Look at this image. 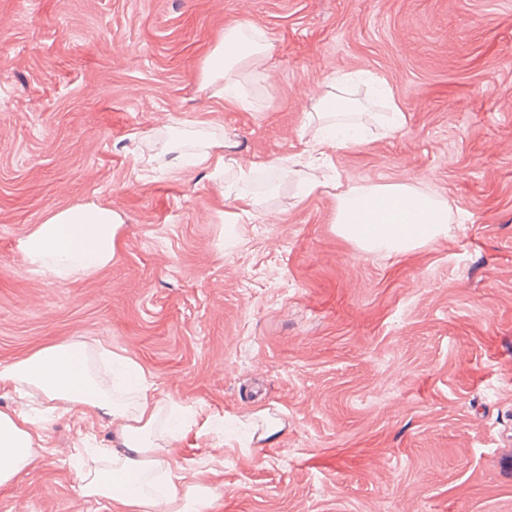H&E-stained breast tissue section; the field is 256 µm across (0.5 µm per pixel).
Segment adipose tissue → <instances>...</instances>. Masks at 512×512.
<instances>
[{
	"label": "adipose tissue",
	"mask_w": 512,
	"mask_h": 512,
	"mask_svg": "<svg viewBox=\"0 0 512 512\" xmlns=\"http://www.w3.org/2000/svg\"><path fill=\"white\" fill-rule=\"evenodd\" d=\"M251 28L245 22L226 29L202 71V87L230 103L239 97L243 75L265 71L269 61L267 38L248 37ZM188 165L221 171L222 143L195 133L193 151L175 153L170 161L174 169ZM337 199V224L365 250L404 252L446 233L450 222L447 206L404 184L342 190ZM121 224L112 208L79 202L50 213L20 241L19 249L30 272L58 282L87 278L111 264ZM98 355V347L84 343L51 345L0 366V387L38 404L109 420L110 466L79 467L81 495L112 501L120 512H211L212 488L180 474L171 438L157 431L161 406L143 370L108 353L120 372L113 384L105 385L96 371ZM41 443L26 415L0 410V485L30 463Z\"/></svg>",
	"instance_id": "1"
}]
</instances>
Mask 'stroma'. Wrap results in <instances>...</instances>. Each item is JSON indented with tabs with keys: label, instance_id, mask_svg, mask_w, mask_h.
Segmentation results:
<instances>
[{
	"label": "stroma",
	"instance_id": "35a3bbf8",
	"mask_svg": "<svg viewBox=\"0 0 512 512\" xmlns=\"http://www.w3.org/2000/svg\"><path fill=\"white\" fill-rule=\"evenodd\" d=\"M240 21L271 56L237 109L200 75ZM342 74L384 81L409 121L332 151L306 196L291 163ZM198 121L228 144L223 180L169 173L139 137ZM251 160L279 179L238 184L240 214L220 183ZM382 183L447 202V235L400 254L345 237L337 187ZM77 202L121 215L111 264L33 275L19 240ZM78 341L179 405L176 460L212 512H512V0H0V365ZM0 410L45 438L0 512H117L70 459L111 447L107 420L1 388Z\"/></svg>",
	"mask_w": 512,
	"mask_h": 512
}]
</instances>
